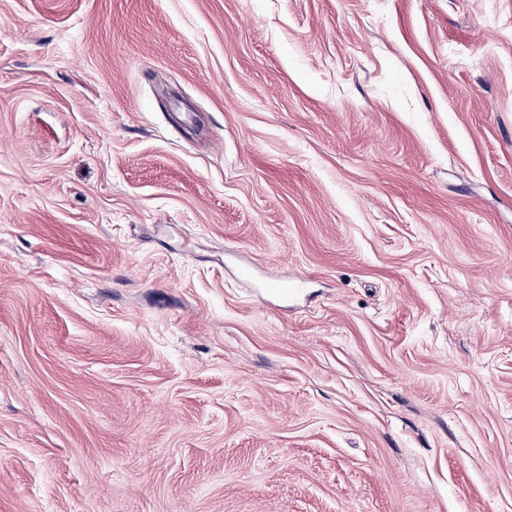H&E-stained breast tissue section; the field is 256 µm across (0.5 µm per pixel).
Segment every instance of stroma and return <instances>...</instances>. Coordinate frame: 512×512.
<instances>
[{"label": "stroma", "instance_id": "35a3bbf8", "mask_svg": "<svg viewBox=\"0 0 512 512\" xmlns=\"http://www.w3.org/2000/svg\"><path fill=\"white\" fill-rule=\"evenodd\" d=\"M0 512H512V0H0Z\"/></svg>", "mask_w": 512, "mask_h": 512}]
</instances>
